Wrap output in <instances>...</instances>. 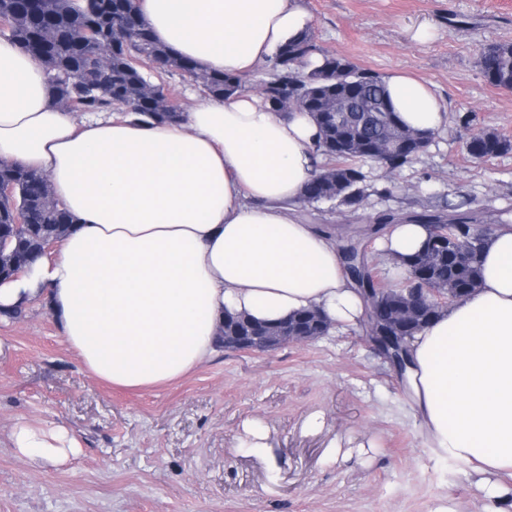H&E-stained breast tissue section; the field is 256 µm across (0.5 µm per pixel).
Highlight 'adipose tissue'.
Returning a JSON list of instances; mask_svg holds the SVG:
<instances>
[{
  "instance_id": "1",
  "label": "adipose tissue",
  "mask_w": 512,
  "mask_h": 512,
  "mask_svg": "<svg viewBox=\"0 0 512 512\" xmlns=\"http://www.w3.org/2000/svg\"><path fill=\"white\" fill-rule=\"evenodd\" d=\"M154 38L197 66L247 76L309 29L303 0H138ZM390 102L412 128L439 130L432 87L394 72ZM306 112L242 93L209 98L176 123L58 108L38 60L0 39V162L48 175L75 217L57 252L0 282V311L45 300L63 342L96 378L171 383L210 359L225 312L275 322L322 311L358 326L365 301L329 234L301 223L320 162ZM402 396L428 448L482 476H512V225L485 242L478 288L407 343ZM15 451L59 465L81 443L61 423L24 421Z\"/></svg>"
}]
</instances>
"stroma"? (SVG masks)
<instances>
[{"mask_svg":"<svg viewBox=\"0 0 512 512\" xmlns=\"http://www.w3.org/2000/svg\"><path fill=\"white\" fill-rule=\"evenodd\" d=\"M314 41L360 69L431 85L446 113L427 150L385 174L369 168L355 209L303 205L301 221L344 244L387 211L469 202L512 218V151L484 163L480 129L512 139V91L478 58L512 42V0H304ZM426 40H416L421 28ZM23 420L62 422L81 441L38 468L11 444ZM266 447L243 449L249 425ZM486 512L475 474L425 446L395 372L348 328L266 352L219 349L169 385L113 387L60 339L48 308L0 323V512Z\"/></svg>","mask_w":512,"mask_h":512,"instance_id":"35a3bbf8","label":"stroma"}]
</instances>
